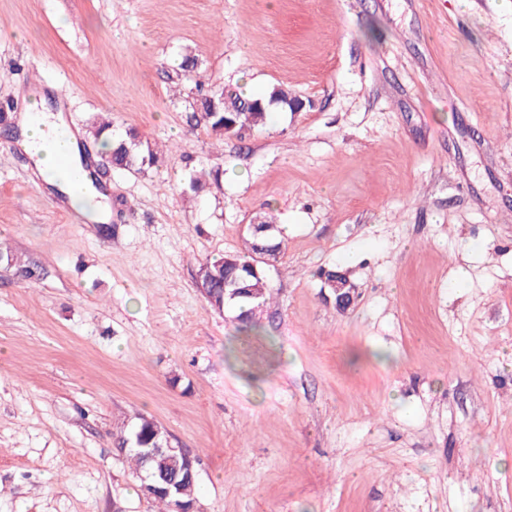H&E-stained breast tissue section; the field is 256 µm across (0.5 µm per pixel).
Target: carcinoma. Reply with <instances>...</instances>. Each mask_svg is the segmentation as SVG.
Returning <instances> with one entry per match:
<instances>
[{"mask_svg": "<svg viewBox=\"0 0 512 512\" xmlns=\"http://www.w3.org/2000/svg\"><path fill=\"white\" fill-rule=\"evenodd\" d=\"M218 95L224 97V111H207V96L200 98L199 111L192 113V120L202 124L219 137L236 136L242 130H261L268 120L270 102L275 100L283 105L291 98V93L282 85L272 87V90L262 96H247L238 90L223 89ZM248 102L262 103V109L257 112H243L241 108ZM109 161L113 168L128 170L134 167L139 169L145 166H155L161 162L160 154L153 144L142 139L137 132L129 130L123 138L112 141L109 149ZM262 224L272 228V231L250 235L245 241L244 248L233 253H224L208 259L204 266L208 269L209 288L207 302L215 306H223L229 302L238 306V320L243 323L255 322L270 304L271 293L266 276L262 269H254L253 254L258 250H267L281 253L283 241L278 238L274 217L269 212L259 214ZM0 260L7 267L15 270L19 276L36 279V271L29 265L21 262L11 254L0 252ZM158 424L151 419L142 417L134 431L121 433L117 437V447L125 448L128 441L140 434L145 440H150ZM128 456L133 462V474L139 476L148 470L157 473L153 483L160 486L163 480L180 474L176 467L170 465H156L146 462L134 449H128ZM142 496L149 498L157 512H176V503L173 499L143 486L139 487Z\"/></svg>", "mask_w": 512, "mask_h": 512, "instance_id": "cac0c4a2", "label": "carcinoma"}]
</instances>
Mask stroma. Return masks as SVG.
<instances>
[{"label":"stroma","mask_w":512,"mask_h":512,"mask_svg":"<svg viewBox=\"0 0 512 512\" xmlns=\"http://www.w3.org/2000/svg\"><path fill=\"white\" fill-rule=\"evenodd\" d=\"M33 71L163 151L88 140L111 235L3 147ZM279 84L307 106L262 130L191 118ZM0 108V249L39 275L0 263V512H153L113 439L144 416L200 512H512V0H0ZM266 210L285 249L244 328L198 273ZM108 151L112 168L119 170L129 171L134 167L140 170L144 166H155L162 160L153 144L134 130L127 131L123 138L114 139ZM336 272L340 273L341 281L350 282L349 288H344L345 285L337 279ZM319 278L322 283V287L332 288L335 295L337 310L345 312L354 304V301L357 298V291L348 272L336 268L325 269L319 273ZM332 280H336V288H333L330 284V281Z\"/></svg>","instance_id":"stroma-1"}]
</instances>
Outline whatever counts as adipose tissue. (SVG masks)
I'll use <instances>...</instances> for the list:
<instances>
[{
    "instance_id": "1",
    "label": "adipose tissue",
    "mask_w": 512,
    "mask_h": 512,
    "mask_svg": "<svg viewBox=\"0 0 512 512\" xmlns=\"http://www.w3.org/2000/svg\"><path fill=\"white\" fill-rule=\"evenodd\" d=\"M61 122L57 115L48 109H36L27 105L20 123L21 144L26 153L34 155L40 175L63 195L70 206L78 211L88 213L91 220L106 221L110 213L105 195L99 193L91 182L73 185L58 165L56 135Z\"/></svg>"
}]
</instances>
